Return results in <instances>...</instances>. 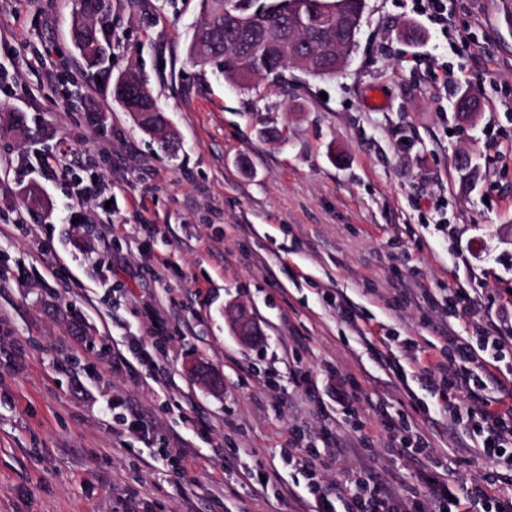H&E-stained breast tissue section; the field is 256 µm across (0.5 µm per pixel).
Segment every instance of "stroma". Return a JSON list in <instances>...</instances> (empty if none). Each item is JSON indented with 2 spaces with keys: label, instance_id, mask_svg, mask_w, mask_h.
<instances>
[{
  "label": "stroma",
  "instance_id": "35a3bbf8",
  "mask_svg": "<svg viewBox=\"0 0 512 512\" xmlns=\"http://www.w3.org/2000/svg\"><path fill=\"white\" fill-rule=\"evenodd\" d=\"M74 6L0 0V114L31 129L0 138V512H315L286 450L328 432L332 494L364 474L404 498L438 464L482 482L490 461L417 366L396 377L375 351L385 334L436 341L449 289L479 302L453 323L466 336L512 302V0H448L447 33L421 0H365L336 76L292 68L250 90L191 58L200 0H111L94 22L112 56L95 68L71 42ZM131 69L175 152L115 102ZM60 154L70 174L47 175ZM81 178L100 179L97 200ZM239 306L260 330L250 345ZM198 363L220 386L190 375ZM301 368L313 394L289 378ZM383 414L432 457L407 458Z\"/></svg>",
  "mask_w": 512,
  "mask_h": 512
}]
</instances>
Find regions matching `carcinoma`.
Here are the masks:
<instances>
[{"label":"carcinoma","instance_id":"obj_1","mask_svg":"<svg viewBox=\"0 0 512 512\" xmlns=\"http://www.w3.org/2000/svg\"><path fill=\"white\" fill-rule=\"evenodd\" d=\"M337 4L346 11L364 9L361 0H201L204 21L190 43L195 63L209 66L224 75V79L240 87L247 83L237 75V60L250 61L259 55L258 74L272 83L288 81L286 71L293 64L292 53L297 51L289 41L288 12L305 23L299 31L305 48L323 50L336 41V32H325L310 25L311 18ZM72 42L90 65L99 64L106 54L107 37L87 21V15L77 10L71 29ZM114 100L121 106L134 102L140 111L132 113L136 124L149 134L164 151L173 145V134L144 79L135 73L119 77L113 84Z\"/></svg>","mask_w":512,"mask_h":512}]
</instances>
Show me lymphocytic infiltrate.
<instances>
[{"instance_id": "obj_1", "label": "lymphocytic infiltrate", "mask_w": 512, "mask_h": 512, "mask_svg": "<svg viewBox=\"0 0 512 512\" xmlns=\"http://www.w3.org/2000/svg\"><path fill=\"white\" fill-rule=\"evenodd\" d=\"M434 352L417 357L450 423L464 427L491 469L481 484L456 485L437 474H423V491L395 499L380 485L361 479L346 483L347 512H512V336H503L495 321L477 325L473 336L441 330Z\"/></svg>"}]
</instances>
